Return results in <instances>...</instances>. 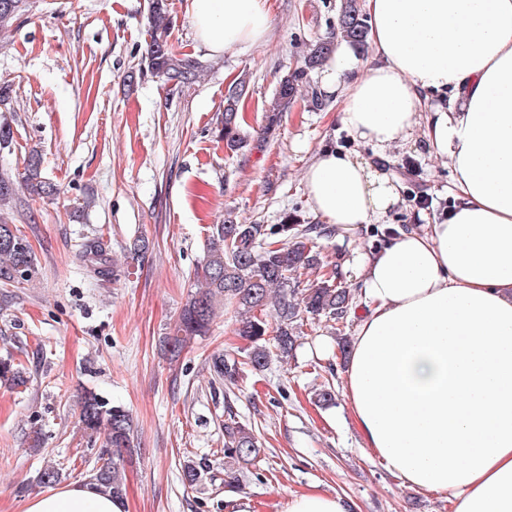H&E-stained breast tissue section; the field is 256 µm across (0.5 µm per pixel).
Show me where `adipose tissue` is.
Segmentation results:
<instances>
[{
    "label": "adipose tissue",
    "mask_w": 512,
    "mask_h": 512,
    "mask_svg": "<svg viewBox=\"0 0 512 512\" xmlns=\"http://www.w3.org/2000/svg\"><path fill=\"white\" fill-rule=\"evenodd\" d=\"M376 63L339 41L320 70L339 123L387 149L422 134L448 157L456 204L358 268L364 308L342 394L368 448L452 512H512V0H366ZM208 55L266 39L265 0H188ZM444 102L425 112L427 93ZM312 211L352 231L399 201L395 184L327 151L304 173ZM25 512H121L93 483Z\"/></svg>",
    "instance_id": "ef3b65f1"
}]
</instances>
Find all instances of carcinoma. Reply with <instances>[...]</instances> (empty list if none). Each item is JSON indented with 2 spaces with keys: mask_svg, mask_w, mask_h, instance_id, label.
<instances>
[{
  "mask_svg": "<svg viewBox=\"0 0 512 512\" xmlns=\"http://www.w3.org/2000/svg\"><path fill=\"white\" fill-rule=\"evenodd\" d=\"M28 7V0H0V32L9 30ZM150 8L152 31L139 72L174 86L193 83L199 75V64L179 54L169 41L167 0H151ZM336 33L360 45L366 41L368 26L359 0H343ZM332 45L331 40L316 42L303 57L302 66L280 79L275 106L267 115V128L278 123L281 108L295 99L304 75L321 64L332 51ZM243 92L244 85L238 83L230 86L224 95L222 137L226 148L232 152L247 146V140L240 133L238 115ZM18 185L30 196L40 199L54 200L60 195L58 186L42 176L41 159L35 151L28 155ZM18 185L0 176V203L11 199ZM323 232L319 225L299 224L286 213L280 224H238L227 217L224 223L214 225L206 244L204 262L194 272L196 291L182 307L173 331L166 336L169 354L179 356L188 340L206 335L216 306L227 302L240 310L237 334L251 343L242 363L222 355L212 359L217 376L224 384L233 385L240 378L241 364L262 372L269 362L265 343L270 325L255 312H263L270 306L274 308V341L283 357L289 356L297 346L298 322L302 318L324 317L337 322L344 319L354 304L350 289L331 284L327 279L313 281L301 290L290 287V282L318 266V254L308 246V241ZM23 242L25 239L18 229L0 221V284H19L34 278L35 259L31 248L21 246ZM82 257L95 273H110L106 250L100 240L94 238L83 243ZM22 369V365L11 359L0 360V379L18 381ZM77 407L81 429L91 436L104 434L106 446L111 448V452L99 455L94 480L112 495V499L120 501L127 492L120 457L122 449L130 443L129 414L119 406H107L93 392L82 394ZM260 451L251 428L233 418L224 424L226 464H247L257 458ZM204 468L206 465L201 462L187 461L182 468V483L194 486Z\"/></svg>",
  "mask_w": 512,
  "mask_h": 512,
  "instance_id": "obj_1",
  "label": "carcinoma"
}]
</instances>
